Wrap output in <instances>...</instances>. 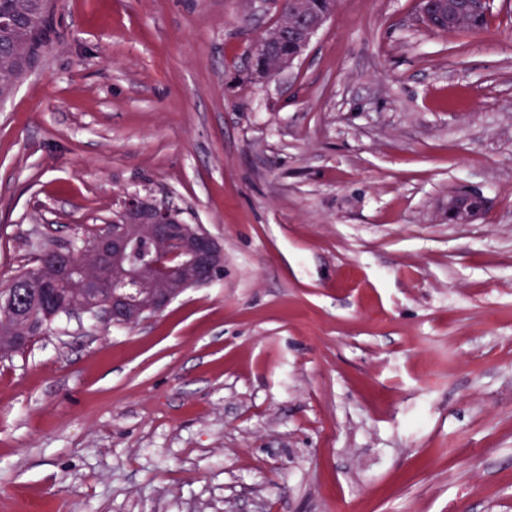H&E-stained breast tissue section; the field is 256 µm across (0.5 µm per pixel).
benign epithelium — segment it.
I'll return each instance as SVG.
<instances>
[{
	"label": "benign epithelium",
	"instance_id": "obj_1",
	"mask_svg": "<svg viewBox=\"0 0 512 512\" xmlns=\"http://www.w3.org/2000/svg\"><path fill=\"white\" fill-rule=\"evenodd\" d=\"M275 5L276 23L249 46L251 77L262 83L290 71L308 49L313 38L326 26L336 10V0H326L324 8L312 11L307 0H268ZM456 18L448 0H424L421 20L435 28V20ZM476 191H462L448 197L446 213L451 224H472L484 212L472 199ZM147 238L161 257L158 262L133 265L128 255L131 243ZM102 281L112 285V304L100 315V322L131 327L162 313L190 288L214 281L224 264V249L208 232L183 222L177 210L159 206L132 194L113 220L112 232L92 243ZM73 264L65 266L61 281H39L49 298L55 290L74 280Z\"/></svg>",
	"mask_w": 512,
	"mask_h": 512
}]
</instances>
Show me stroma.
Returning a JSON list of instances; mask_svg holds the SVG:
<instances>
[{
    "instance_id": "stroma-1",
    "label": "stroma",
    "mask_w": 512,
    "mask_h": 512,
    "mask_svg": "<svg viewBox=\"0 0 512 512\" xmlns=\"http://www.w3.org/2000/svg\"><path fill=\"white\" fill-rule=\"evenodd\" d=\"M275 18L57 0L0 99V286L134 193L224 248L139 325L0 355V512H512V0L479 35L338 0L259 84ZM478 195L483 196L476 191H462L449 196L446 207L448 222L451 224H473L485 210L483 205L476 207L471 202Z\"/></svg>"
}]
</instances>
